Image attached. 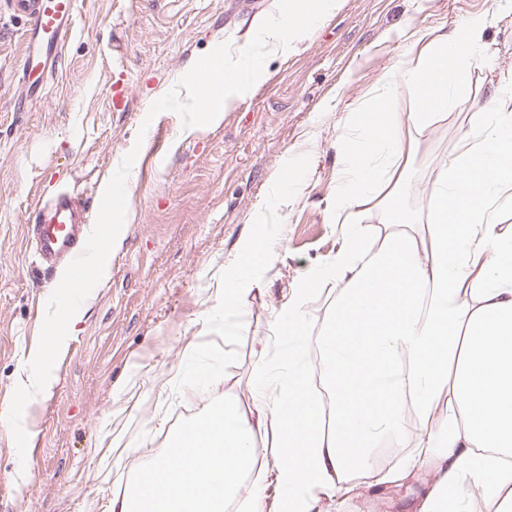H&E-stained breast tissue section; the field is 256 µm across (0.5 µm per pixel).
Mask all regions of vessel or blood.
Returning <instances> with one entry per match:
<instances>
[{
	"label": "vessel or blood",
	"mask_w": 512,
	"mask_h": 512,
	"mask_svg": "<svg viewBox=\"0 0 512 512\" xmlns=\"http://www.w3.org/2000/svg\"><path fill=\"white\" fill-rule=\"evenodd\" d=\"M78 0H9L14 16L30 23V42L18 85L34 97L33 75L53 74L63 54ZM89 214L69 196H60L49 213L39 214L32 230L45 268L53 270L81 255L87 242Z\"/></svg>",
	"instance_id": "b4317fda"
}]
</instances>
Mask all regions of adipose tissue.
Instances as JSON below:
<instances>
[{
  "label": "adipose tissue",
  "instance_id": "1",
  "mask_svg": "<svg viewBox=\"0 0 512 512\" xmlns=\"http://www.w3.org/2000/svg\"><path fill=\"white\" fill-rule=\"evenodd\" d=\"M504 6L491 0L393 69V80L416 91L417 110L398 111L388 91L350 113L331 205L341 246L278 310L269 330L285 350L271 363L260 346L251 406L225 402L179 430L110 512H226L234 500L241 512H319L322 497L399 485L418 472L431 480L418 512H468L474 485L497 512H512V233L498 221L512 206V82L492 90L470 134L440 162L425 238L410 232L419 218L399 171L404 129L430 126L488 66L484 34ZM375 200L389 232L373 246L362 208ZM270 258L263 232L242 239L224 266L225 312L239 311ZM326 287L336 299L314 334L308 306ZM309 335L316 371L305 361ZM48 356L29 353L17 391L24 403L49 388ZM410 408L419 430L407 426ZM259 430L279 459L281 498L271 507L257 467ZM384 442L409 443L413 454L375 471L371 453Z\"/></svg>",
  "mask_w": 512,
  "mask_h": 512
}]
</instances>
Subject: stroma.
Instances as JSON below:
<instances>
[{"instance_id": "1", "label": "stroma", "mask_w": 512, "mask_h": 512, "mask_svg": "<svg viewBox=\"0 0 512 512\" xmlns=\"http://www.w3.org/2000/svg\"><path fill=\"white\" fill-rule=\"evenodd\" d=\"M297 51L270 56L266 81L217 125L185 133L151 104L221 43L243 48L276 0H79L43 98L17 90L29 24L0 0V402L15 393L37 348L48 297L63 272L46 271L27 232L60 194L97 216L103 190L131 149L122 244L111 277L82 307L65 351L48 362L52 387L28 406V446L0 426V512H108L136 472L213 404L250 402L255 348L302 274L333 257L341 234L330 211L350 136V111L417 57V33L451 30L489 0H338ZM493 68L475 73L457 106L411 129L409 206L428 217L436 162L451 154L489 91L512 78V10L485 35ZM129 87L114 106L113 83ZM292 202L280 208L281 195ZM265 214L276 254L261 290L225 314L224 266ZM219 378L194 396L177 388L191 362ZM429 480L413 476L321 512H415Z\"/></svg>"}]
</instances>
